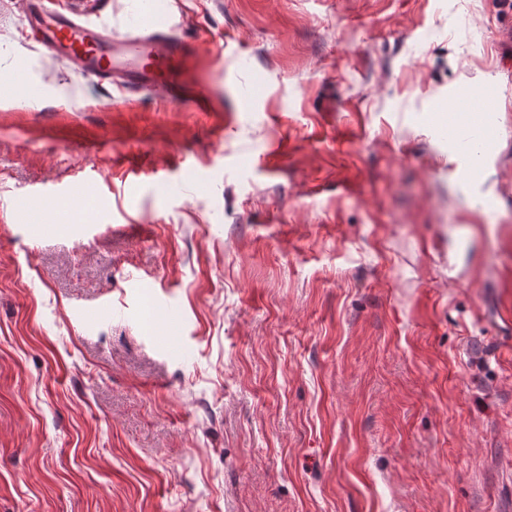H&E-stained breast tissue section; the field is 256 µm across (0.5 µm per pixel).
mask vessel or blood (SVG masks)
Wrapping results in <instances>:
<instances>
[{
    "instance_id": "vessel-or-blood-1",
    "label": "vessel or blood",
    "mask_w": 512,
    "mask_h": 512,
    "mask_svg": "<svg viewBox=\"0 0 512 512\" xmlns=\"http://www.w3.org/2000/svg\"><path fill=\"white\" fill-rule=\"evenodd\" d=\"M24 15L37 40L77 72L137 90L176 91L188 56L176 22L143 16L136 31L90 24L80 5L56 8L52 0H24ZM448 121L477 127L481 111L465 93L449 100Z\"/></svg>"
}]
</instances>
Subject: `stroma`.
<instances>
[{
    "label": "stroma",
    "mask_w": 512,
    "mask_h": 512,
    "mask_svg": "<svg viewBox=\"0 0 512 512\" xmlns=\"http://www.w3.org/2000/svg\"><path fill=\"white\" fill-rule=\"evenodd\" d=\"M83 2L209 101L0 0V512H512V8ZM51 0H25L27 26L52 55L79 73L137 90L180 87L188 56L177 22L142 17L135 32L92 25L79 4L58 9ZM449 124H463L477 128L480 123L482 110L476 108L472 98L467 93H460L448 101L447 107Z\"/></svg>",
    "instance_id": "obj_1"
}]
</instances>
